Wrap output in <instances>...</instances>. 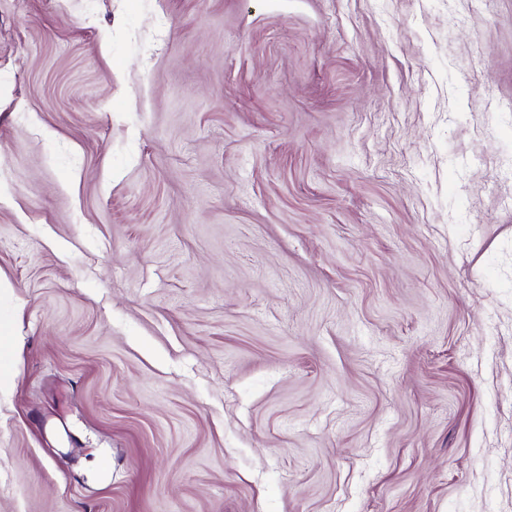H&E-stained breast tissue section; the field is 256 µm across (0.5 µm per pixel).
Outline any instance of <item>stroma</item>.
Masks as SVG:
<instances>
[{
    "label": "stroma",
    "mask_w": 512,
    "mask_h": 512,
    "mask_svg": "<svg viewBox=\"0 0 512 512\" xmlns=\"http://www.w3.org/2000/svg\"><path fill=\"white\" fill-rule=\"evenodd\" d=\"M0 512H512V0H0Z\"/></svg>",
    "instance_id": "stroma-1"
}]
</instances>
